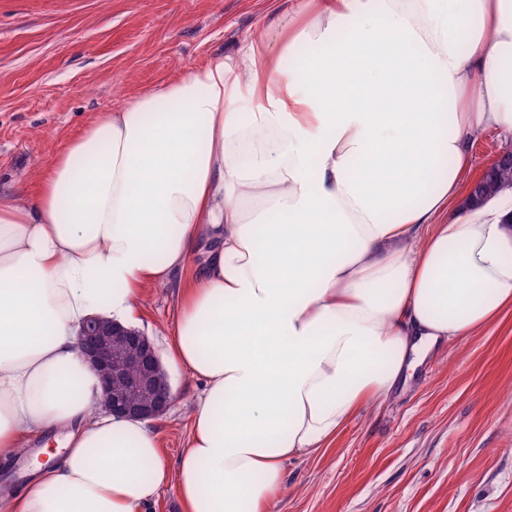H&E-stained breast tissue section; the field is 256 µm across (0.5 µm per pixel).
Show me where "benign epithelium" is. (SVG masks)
Wrapping results in <instances>:
<instances>
[{"label": "benign epithelium", "instance_id": "7a95c632", "mask_svg": "<svg viewBox=\"0 0 512 512\" xmlns=\"http://www.w3.org/2000/svg\"><path fill=\"white\" fill-rule=\"evenodd\" d=\"M77 348L97 373L100 403L112 415L152 421L172 406L171 386L155 381L163 370L158 349L144 332L93 316L79 328Z\"/></svg>", "mask_w": 512, "mask_h": 512}]
</instances>
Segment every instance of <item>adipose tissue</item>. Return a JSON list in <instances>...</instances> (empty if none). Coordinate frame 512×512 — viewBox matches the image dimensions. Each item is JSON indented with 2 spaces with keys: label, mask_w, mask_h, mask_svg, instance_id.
Here are the masks:
<instances>
[{
  "label": "adipose tissue",
  "mask_w": 512,
  "mask_h": 512,
  "mask_svg": "<svg viewBox=\"0 0 512 512\" xmlns=\"http://www.w3.org/2000/svg\"><path fill=\"white\" fill-rule=\"evenodd\" d=\"M512 131V0H289L234 50L96 113L0 196V457L52 435L0 512H273L434 346L512 305V199L460 207L474 134ZM213 244L201 266V241ZM185 280L201 382L175 473L100 411L76 348Z\"/></svg>",
  "instance_id": "obj_1"
}]
</instances>
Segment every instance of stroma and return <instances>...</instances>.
<instances>
[{
	"instance_id": "35a3bbf8",
	"label": "stroma",
	"mask_w": 512,
	"mask_h": 512,
	"mask_svg": "<svg viewBox=\"0 0 512 512\" xmlns=\"http://www.w3.org/2000/svg\"><path fill=\"white\" fill-rule=\"evenodd\" d=\"M288 0H0V195L94 113L230 52ZM182 283L145 292L136 325L168 358ZM176 400L153 422L168 470L200 387L167 368ZM274 512H512V307L441 345L383 403L355 412L319 454L289 460Z\"/></svg>"
}]
</instances>
